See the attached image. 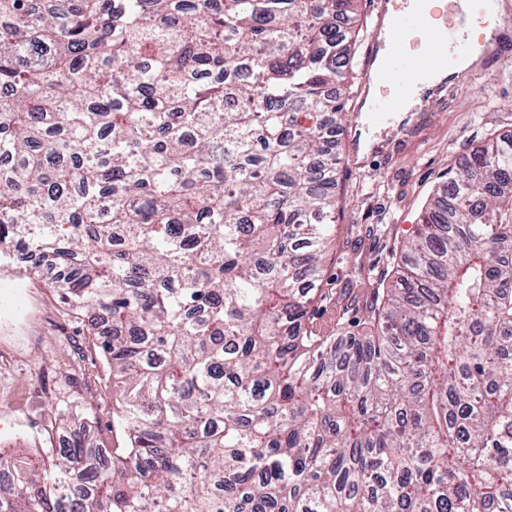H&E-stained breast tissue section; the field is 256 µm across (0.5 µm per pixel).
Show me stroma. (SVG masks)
Listing matches in <instances>:
<instances>
[{"mask_svg": "<svg viewBox=\"0 0 512 512\" xmlns=\"http://www.w3.org/2000/svg\"><path fill=\"white\" fill-rule=\"evenodd\" d=\"M375 0H362L354 66L346 80L350 122L360 119ZM512 134V57L449 83L425 105L414 133L389 137L378 153L345 158L339 172L336 247L321 314L361 315L414 235L435 187L478 143ZM92 424L103 448H123L113 406L112 372L83 317L61 302L47 277L0 269V448L37 458L74 423Z\"/></svg>", "mask_w": 512, "mask_h": 512, "instance_id": "obj_1", "label": "stroma"}]
</instances>
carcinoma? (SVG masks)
Masks as SVG:
<instances>
[{"label":"carcinoma","mask_w":512,"mask_h":512,"mask_svg":"<svg viewBox=\"0 0 512 512\" xmlns=\"http://www.w3.org/2000/svg\"><path fill=\"white\" fill-rule=\"evenodd\" d=\"M360 0H0V262L46 265L125 448L0 512H512V136L314 330Z\"/></svg>","instance_id":"carcinoma-1"}]
</instances>
